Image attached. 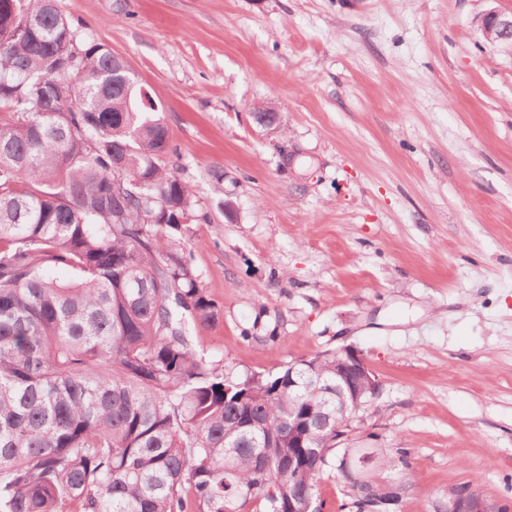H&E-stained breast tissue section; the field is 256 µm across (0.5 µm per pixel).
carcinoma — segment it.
<instances>
[{
    "label": "carcinoma",
    "mask_w": 512,
    "mask_h": 512,
    "mask_svg": "<svg viewBox=\"0 0 512 512\" xmlns=\"http://www.w3.org/2000/svg\"><path fill=\"white\" fill-rule=\"evenodd\" d=\"M16 12L39 20L23 39ZM75 34L45 0H0V512H288L328 469L355 512L346 449L288 427L329 409L336 439L344 415L317 386L336 352L235 378L193 348L220 310L182 242L192 190L150 160L170 148L161 112ZM63 90L66 111H26ZM409 469L405 448L372 467L406 491Z\"/></svg>",
    "instance_id": "obj_1"
}]
</instances>
